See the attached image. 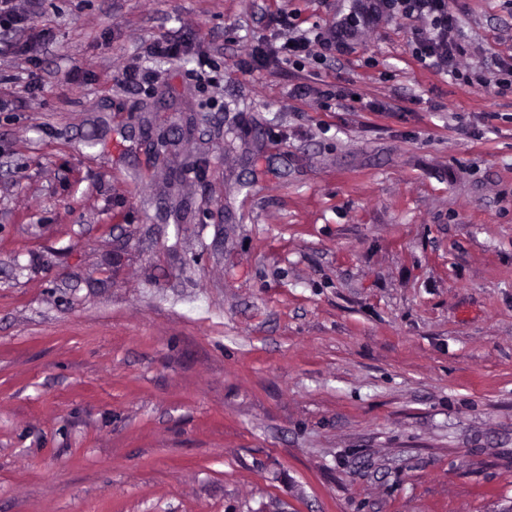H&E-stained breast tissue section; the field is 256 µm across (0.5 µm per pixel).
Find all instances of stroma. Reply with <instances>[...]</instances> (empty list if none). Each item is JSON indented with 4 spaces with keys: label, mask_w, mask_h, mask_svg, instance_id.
<instances>
[{
    "label": "stroma",
    "mask_w": 512,
    "mask_h": 512,
    "mask_svg": "<svg viewBox=\"0 0 512 512\" xmlns=\"http://www.w3.org/2000/svg\"><path fill=\"white\" fill-rule=\"evenodd\" d=\"M366 2L39 0L13 31L0 512L512 505V89L482 81L512 0H454L457 79L422 19L276 53L281 15Z\"/></svg>",
    "instance_id": "obj_1"
}]
</instances>
